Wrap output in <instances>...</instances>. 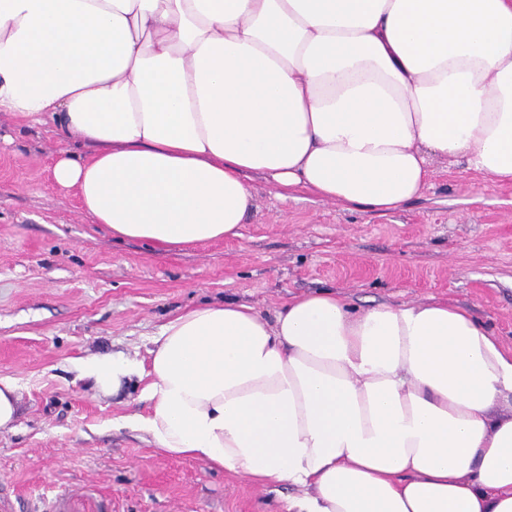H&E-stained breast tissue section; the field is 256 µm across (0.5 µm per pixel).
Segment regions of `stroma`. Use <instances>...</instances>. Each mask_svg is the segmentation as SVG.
<instances>
[{
	"instance_id": "obj_1",
	"label": "stroma",
	"mask_w": 512,
	"mask_h": 512,
	"mask_svg": "<svg viewBox=\"0 0 512 512\" xmlns=\"http://www.w3.org/2000/svg\"><path fill=\"white\" fill-rule=\"evenodd\" d=\"M52 125L0 112V376L20 414L0 430V486L14 512H284L278 492L206 462L158 451L127 423L139 388L101 397L77 377L101 353L147 362L164 324L209 301L265 316L333 288L354 310L448 301L512 346V184L440 159L422 195L392 211L349 208L306 191L280 195L247 174L258 209L237 240L163 252L119 241L50 175Z\"/></svg>"
}]
</instances>
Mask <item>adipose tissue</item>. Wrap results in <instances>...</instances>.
<instances>
[{
  "label": "adipose tissue",
  "instance_id": "ef3b65f1",
  "mask_svg": "<svg viewBox=\"0 0 512 512\" xmlns=\"http://www.w3.org/2000/svg\"><path fill=\"white\" fill-rule=\"evenodd\" d=\"M0 112L92 145L53 181L161 250L240 237L253 172L391 211L434 157L512 182V0H0ZM77 371L140 386L164 454L302 488L288 512H512V347L453 303L228 299Z\"/></svg>",
  "mask_w": 512,
  "mask_h": 512
}]
</instances>
